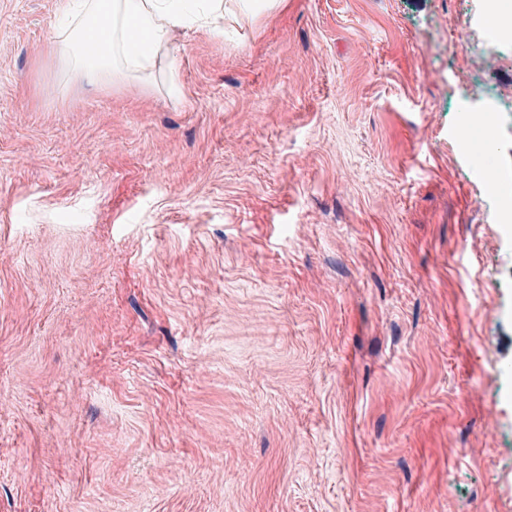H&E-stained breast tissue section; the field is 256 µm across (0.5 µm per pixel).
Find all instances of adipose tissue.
I'll return each mask as SVG.
<instances>
[{
	"label": "adipose tissue",
	"instance_id": "adipose-tissue-1",
	"mask_svg": "<svg viewBox=\"0 0 512 512\" xmlns=\"http://www.w3.org/2000/svg\"><path fill=\"white\" fill-rule=\"evenodd\" d=\"M57 7L48 55L98 84L152 75L178 30L224 33V0H57Z\"/></svg>",
	"mask_w": 512,
	"mask_h": 512
}]
</instances>
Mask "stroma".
Here are the masks:
<instances>
[{
    "label": "stroma",
    "instance_id": "35a3bbf8",
    "mask_svg": "<svg viewBox=\"0 0 512 512\" xmlns=\"http://www.w3.org/2000/svg\"><path fill=\"white\" fill-rule=\"evenodd\" d=\"M56 3L0 0V512H512L483 0H228L137 87Z\"/></svg>",
    "mask_w": 512,
    "mask_h": 512
}]
</instances>
